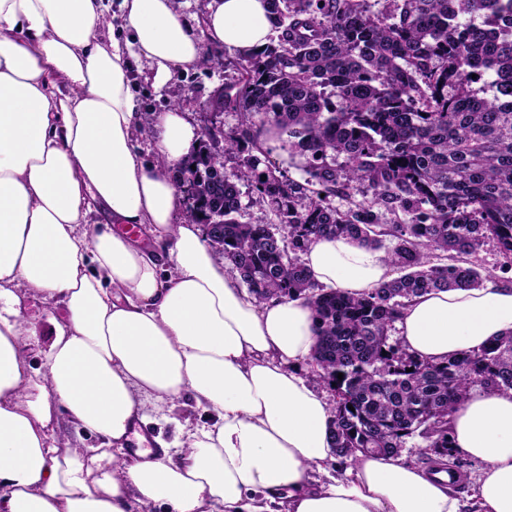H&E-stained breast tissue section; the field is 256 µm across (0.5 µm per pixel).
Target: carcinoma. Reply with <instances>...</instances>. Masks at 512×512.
<instances>
[{
  "instance_id": "cac0c4a2",
  "label": "carcinoma",
  "mask_w": 512,
  "mask_h": 512,
  "mask_svg": "<svg viewBox=\"0 0 512 512\" xmlns=\"http://www.w3.org/2000/svg\"><path fill=\"white\" fill-rule=\"evenodd\" d=\"M385 2L264 0L268 43L216 61L236 73L217 102L238 126L219 145L202 137L172 177L195 187L194 221L223 216L211 242L249 292L314 310L336 456H396L419 438L458 468L448 414L475 383L512 389V335L433 362L390 330L417 295L480 288L468 258L487 241L512 283V0ZM487 77L488 97L473 89ZM267 135L299 159L304 182L264 160ZM242 185L275 222L241 221ZM336 195L363 199L342 210ZM338 236L383 251L400 275L362 297L316 283L301 254ZM433 251L446 262L429 264Z\"/></svg>"
}]
</instances>
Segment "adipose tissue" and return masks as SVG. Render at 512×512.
<instances>
[{
    "mask_svg": "<svg viewBox=\"0 0 512 512\" xmlns=\"http://www.w3.org/2000/svg\"><path fill=\"white\" fill-rule=\"evenodd\" d=\"M121 11L108 33L103 0H0V512H461L448 485L393 456L327 475L333 409L301 371L312 308L258 300L186 217L170 171L199 135L180 108L153 115V160L133 140V64L163 83L198 65L201 43L176 0ZM202 24L242 54L271 33L263 0H208ZM95 211L112 230L88 223ZM142 224L165 252L123 232ZM303 261L353 296L389 278L381 252L346 237L312 241ZM30 294L63 311L36 367ZM398 328L419 358L478 350L512 334V287L419 295ZM188 395L215 422L128 461L134 424ZM60 407L106 447L54 443ZM448 422L454 448L485 466L478 512H512V390L469 393Z\"/></svg>",
    "mask_w": 512,
    "mask_h": 512,
    "instance_id": "1",
    "label": "adipose tissue"
}]
</instances>
